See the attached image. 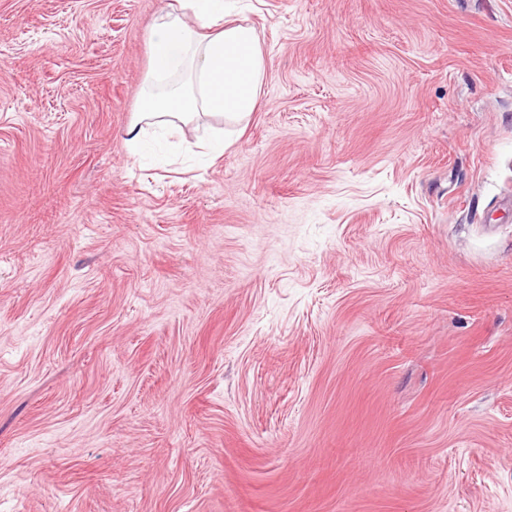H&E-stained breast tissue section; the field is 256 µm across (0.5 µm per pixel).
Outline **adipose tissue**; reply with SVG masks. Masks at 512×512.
<instances>
[{
  "label": "adipose tissue",
  "mask_w": 512,
  "mask_h": 512,
  "mask_svg": "<svg viewBox=\"0 0 512 512\" xmlns=\"http://www.w3.org/2000/svg\"><path fill=\"white\" fill-rule=\"evenodd\" d=\"M149 73L162 90L146 93L126 130L133 154L151 127L171 136L202 114L246 125L267 67L257 30L226 12L224 0H167L151 25Z\"/></svg>",
  "instance_id": "adipose-tissue-1"
}]
</instances>
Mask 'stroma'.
Returning <instances> with one entry per match:
<instances>
[{
	"instance_id": "stroma-1",
	"label": "stroma",
	"mask_w": 512,
	"mask_h": 512,
	"mask_svg": "<svg viewBox=\"0 0 512 512\" xmlns=\"http://www.w3.org/2000/svg\"><path fill=\"white\" fill-rule=\"evenodd\" d=\"M225 2L203 166L162 0H0V512H512V0ZM184 71L190 73L187 85L145 94L126 130L131 154L144 145L147 128L173 136L202 113L220 115L226 125L243 126L242 132L267 77L257 30L226 12L224 0L168 1L151 25L149 87Z\"/></svg>"
}]
</instances>
